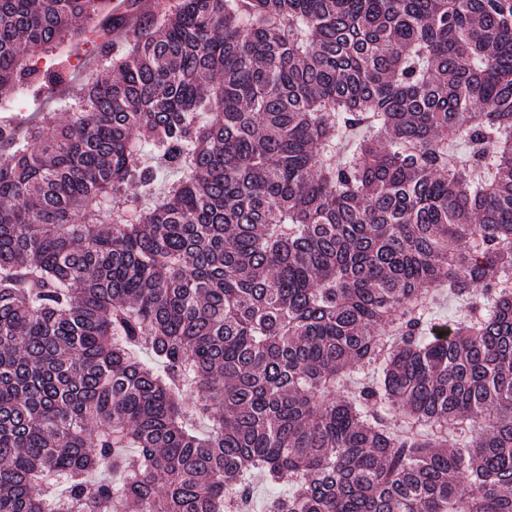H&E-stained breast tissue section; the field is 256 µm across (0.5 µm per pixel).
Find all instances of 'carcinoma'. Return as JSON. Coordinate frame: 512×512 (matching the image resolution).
<instances>
[{
    "mask_svg": "<svg viewBox=\"0 0 512 512\" xmlns=\"http://www.w3.org/2000/svg\"><path fill=\"white\" fill-rule=\"evenodd\" d=\"M99 16L0 122V512H512V0H0V104ZM94 47V44L82 39L80 44L73 42L48 53L40 51L35 60H39V66H43L49 60L59 63V66L64 65L65 72L70 74L71 81L77 82L84 77L90 67L88 61L95 54Z\"/></svg>",
    "mask_w": 512,
    "mask_h": 512,
    "instance_id": "cac0c4a2",
    "label": "carcinoma"
}]
</instances>
